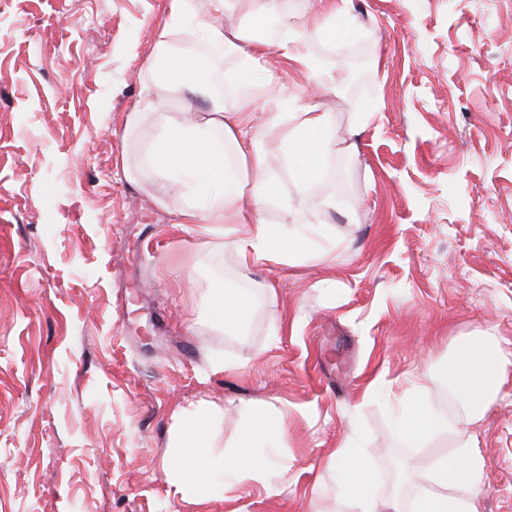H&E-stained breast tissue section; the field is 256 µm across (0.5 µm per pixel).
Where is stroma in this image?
Instances as JSON below:
<instances>
[{
	"label": "stroma",
	"instance_id": "1",
	"mask_svg": "<svg viewBox=\"0 0 512 512\" xmlns=\"http://www.w3.org/2000/svg\"><path fill=\"white\" fill-rule=\"evenodd\" d=\"M163 3L0 0V512H347L345 453L375 500H412L458 434L407 440L394 400L428 370L455 415L464 336L509 358L466 431L479 512H512V0H351L313 48L342 70L339 150L304 186L277 166L265 213L316 256L249 270L124 175ZM225 286L253 297L233 332L200 309ZM199 402L227 453L283 417L279 470L182 497L174 414Z\"/></svg>",
	"mask_w": 512,
	"mask_h": 512
}]
</instances>
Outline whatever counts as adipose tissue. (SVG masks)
<instances>
[{"mask_svg": "<svg viewBox=\"0 0 512 512\" xmlns=\"http://www.w3.org/2000/svg\"><path fill=\"white\" fill-rule=\"evenodd\" d=\"M249 2L250 26L219 28L199 10L197 0H169L145 69L160 95L206 99L210 116L200 121L185 115L159 123L152 141L125 166L127 180L145 185L161 207H168L172 197L181 198L180 223L198 225L205 233H230L238 225H251V232L238 242L245 269L271 258L287 262L307 251L305 234H283L265 221L267 204L280 195L270 159L284 156L297 179L307 184L320 176L327 158L335 154L329 115L321 111L318 100L335 91L341 71L320 65L311 47L333 37L350 0H318V9L301 28L283 15L281 0ZM273 16L278 17L283 36L272 45L256 37L255 26ZM188 41L219 45L223 53L244 63L245 73L237 77L231 93L212 97L217 63L206 54L186 51ZM275 54L307 74V84L292 95L288 112L267 111L269 82L257 77L262 63ZM145 168L151 172L146 182L140 179ZM250 304L248 289L227 288L206 293L201 310L208 317L219 315L225 328L236 329ZM503 370V355L495 344L469 337L457 343L442 375L460 400L459 424L480 419L495 403ZM176 417L178 452L167 478L189 498L220 483L230 487L261 478L268 464L256 459L259 445L276 446L284 434L282 420L266 419L244 431L243 453L215 456L210 452L215 436L204 408H183ZM400 429L409 440L423 441L447 431L448 418L416 393L403 408ZM248 454L253 462H245ZM348 473L350 512H478L484 460L472 438H460L451 454L435 459L424 471L428 489L410 505L396 496L373 500L370 472L362 461H350ZM454 487L468 488L469 493L451 495Z\"/></svg>", "mask_w": 512, "mask_h": 512, "instance_id": "adipose-tissue-1", "label": "adipose tissue"}]
</instances>
